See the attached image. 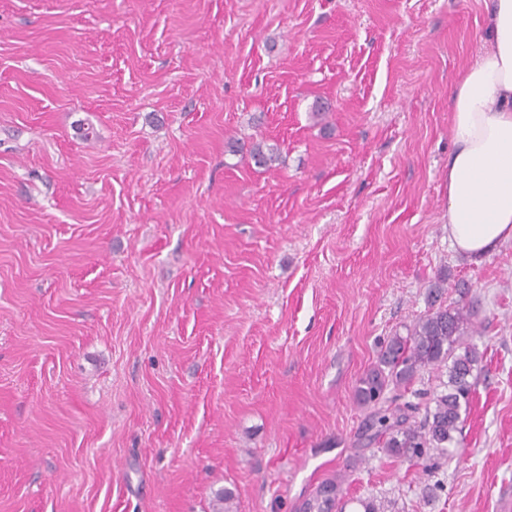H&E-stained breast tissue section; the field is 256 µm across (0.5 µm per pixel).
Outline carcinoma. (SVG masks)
I'll list each match as a JSON object with an SVG mask.
<instances>
[{"instance_id":"obj_1","label":"carcinoma","mask_w":512,"mask_h":512,"mask_svg":"<svg viewBox=\"0 0 512 512\" xmlns=\"http://www.w3.org/2000/svg\"><path fill=\"white\" fill-rule=\"evenodd\" d=\"M465 321L464 308L458 305L428 310L406 335L390 337L355 389L357 401L372 410L373 439L382 444V451L409 462L427 477L455 443L475 385L474 370L481 355L476 346L462 345ZM442 363L448 364V391L433 395L424 405L397 404L386 397L389 387L406 388L420 372ZM421 412L424 416L418 422ZM341 496V482L327 478L298 512H345Z\"/></svg>"}]
</instances>
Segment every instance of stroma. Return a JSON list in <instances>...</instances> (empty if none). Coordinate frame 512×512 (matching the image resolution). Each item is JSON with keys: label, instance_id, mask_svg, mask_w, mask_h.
<instances>
[{"label": "stroma", "instance_id": "35a3bbf8", "mask_svg": "<svg viewBox=\"0 0 512 512\" xmlns=\"http://www.w3.org/2000/svg\"><path fill=\"white\" fill-rule=\"evenodd\" d=\"M483 25L484 0H0V512H295L333 475L347 512L512 502V241L448 238ZM438 282L483 360L430 481L354 392Z\"/></svg>", "mask_w": 512, "mask_h": 512}]
</instances>
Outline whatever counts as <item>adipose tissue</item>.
I'll return each instance as SVG.
<instances>
[{
	"label": "adipose tissue",
	"instance_id": "adipose-tissue-1",
	"mask_svg": "<svg viewBox=\"0 0 512 512\" xmlns=\"http://www.w3.org/2000/svg\"><path fill=\"white\" fill-rule=\"evenodd\" d=\"M483 41L449 96L448 237L467 257L512 241V0H487Z\"/></svg>",
	"mask_w": 512,
	"mask_h": 512
}]
</instances>
